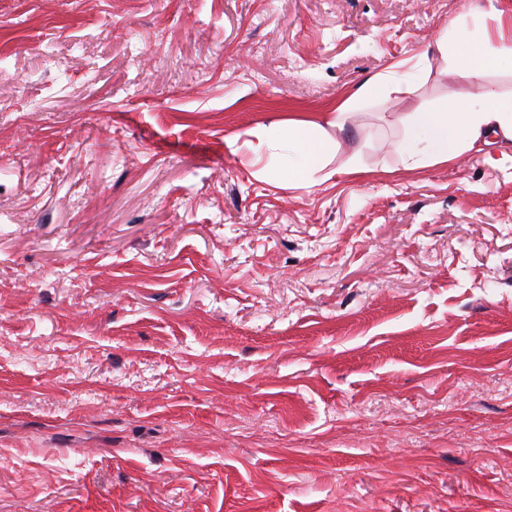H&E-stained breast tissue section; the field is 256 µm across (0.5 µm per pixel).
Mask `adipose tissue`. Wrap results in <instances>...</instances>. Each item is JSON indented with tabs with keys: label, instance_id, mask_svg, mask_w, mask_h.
I'll use <instances>...</instances> for the list:
<instances>
[{
	"label": "adipose tissue",
	"instance_id": "1",
	"mask_svg": "<svg viewBox=\"0 0 512 512\" xmlns=\"http://www.w3.org/2000/svg\"><path fill=\"white\" fill-rule=\"evenodd\" d=\"M473 20L480 25L479 34L464 38L458 35L464 20L449 22L440 38L441 54L458 76L479 83L512 61V38L492 34L482 26L481 15H474ZM421 80L419 63L402 61L366 80L332 111L263 127L260 135L275 160L258 167L255 177L277 176L287 188L317 184L318 172L339 147L331 132L343 130L348 112L360 103L414 94ZM409 127V134L398 145L405 169L445 163L467 152H482L495 138L512 142V97L487 90L477 97L463 93L433 106L420 104L409 115Z\"/></svg>",
	"mask_w": 512,
	"mask_h": 512
}]
</instances>
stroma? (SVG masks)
<instances>
[{"mask_svg": "<svg viewBox=\"0 0 512 512\" xmlns=\"http://www.w3.org/2000/svg\"><path fill=\"white\" fill-rule=\"evenodd\" d=\"M512 0H0V512H512V145L405 171L410 99L257 136ZM242 149L230 153L227 140ZM421 80L420 62L402 61L366 80L347 97L336 102L331 112H318L308 118L288 117V120L264 126L260 131L261 138L280 164L266 162L253 172L254 177L264 179L271 174L279 178L278 182L283 187L308 188L331 178L335 173H360L361 169L352 157L343 168L315 177L325 168L328 157L339 148L338 140L329 134L327 127L343 131L346 115L357 104L412 95L420 87Z\"/></svg>", "mask_w": 512, "mask_h": 512, "instance_id": "stroma-1", "label": "stroma"}]
</instances>
